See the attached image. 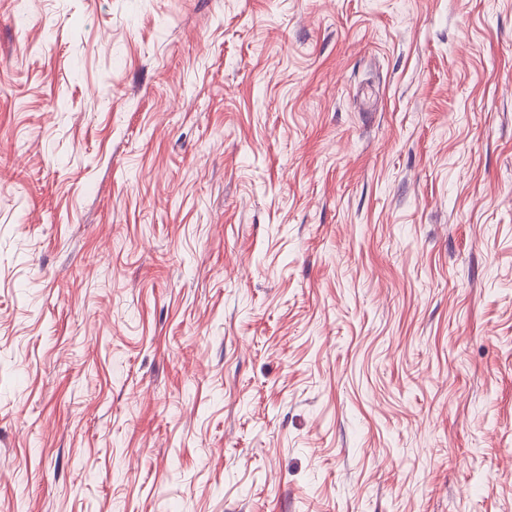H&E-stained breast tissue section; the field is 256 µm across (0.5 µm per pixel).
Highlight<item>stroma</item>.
Here are the masks:
<instances>
[{"label":"stroma","mask_w":512,"mask_h":512,"mask_svg":"<svg viewBox=\"0 0 512 512\" xmlns=\"http://www.w3.org/2000/svg\"><path fill=\"white\" fill-rule=\"evenodd\" d=\"M0 512H512V0H0Z\"/></svg>","instance_id":"obj_1"}]
</instances>
